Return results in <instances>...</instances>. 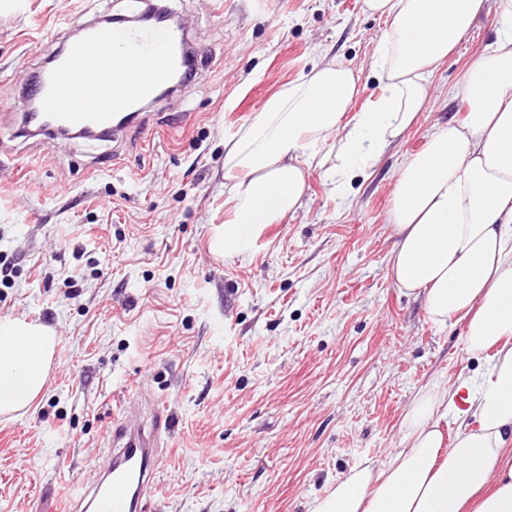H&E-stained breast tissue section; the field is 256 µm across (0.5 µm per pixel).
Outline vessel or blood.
I'll return each instance as SVG.
<instances>
[{
	"instance_id": "1",
	"label": "vessel or blood",
	"mask_w": 512,
	"mask_h": 512,
	"mask_svg": "<svg viewBox=\"0 0 512 512\" xmlns=\"http://www.w3.org/2000/svg\"><path fill=\"white\" fill-rule=\"evenodd\" d=\"M183 30L152 19L136 27L102 24L70 41L36 88L40 110L69 129L116 133L120 119L156 95L182 66ZM128 400L112 423V456L100 481L76 489L70 512H142L159 464L157 436L168 431L156 414L152 435L131 425Z\"/></svg>"
}]
</instances>
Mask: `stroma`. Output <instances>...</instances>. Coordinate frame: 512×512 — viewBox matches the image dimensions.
I'll list each match as a JSON object with an SVG mask.
<instances>
[{"label": "stroma", "mask_w": 512, "mask_h": 512, "mask_svg": "<svg viewBox=\"0 0 512 512\" xmlns=\"http://www.w3.org/2000/svg\"><path fill=\"white\" fill-rule=\"evenodd\" d=\"M196 76L112 139L25 131V92L77 25L142 0H25L0 11V319L53 328L47 383L0 415V512H64L96 480L135 391L171 427L144 512H313L351 468L402 445L416 392L471 375L464 325L437 326L389 273L402 162L458 117L486 11L431 77L418 124L337 196L311 171L301 205L247 255L211 249L226 217L224 140L322 61L368 74L384 20L362 0H165Z\"/></svg>", "instance_id": "35a3bbf8"}]
</instances>
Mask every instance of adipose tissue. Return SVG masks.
I'll return each instance as SVG.
<instances>
[{
    "mask_svg": "<svg viewBox=\"0 0 512 512\" xmlns=\"http://www.w3.org/2000/svg\"><path fill=\"white\" fill-rule=\"evenodd\" d=\"M387 28L373 62L380 85L360 111V74L327 61L265 101L224 142L228 217L215 252H252L267 225L294 212L308 170L325 168L337 195L418 122L430 76L468 34L485 0H363ZM495 42L469 62L455 91L467 106L399 170L390 211V274L420 296L427 319L464 323L479 379L431 385L403 420V446L382 465L352 470L314 512H512V0H494ZM336 137V163L324 145ZM0 319V414L44 388L57 336ZM454 416L445 436L441 422Z\"/></svg>",
    "mask_w": 512,
    "mask_h": 512,
    "instance_id": "ef3b65f1",
    "label": "adipose tissue"
}]
</instances>
